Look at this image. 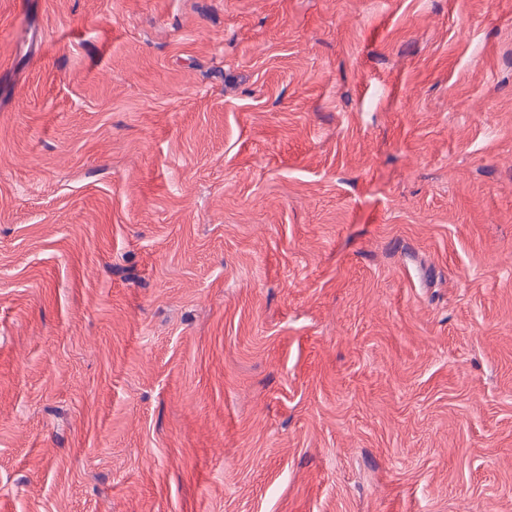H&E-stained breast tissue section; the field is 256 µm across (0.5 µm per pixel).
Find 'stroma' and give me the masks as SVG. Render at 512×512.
<instances>
[{
	"instance_id": "1",
	"label": "stroma",
	"mask_w": 512,
	"mask_h": 512,
	"mask_svg": "<svg viewBox=\"0 0 512 512\" xmlns=\"http://www.w3.org/2000/svg\"><path fill=\"white\" fill-rule=\"evenodd\" d=\"M512 512V0H0V512Z\"/></svg>"
}]
</instances>
